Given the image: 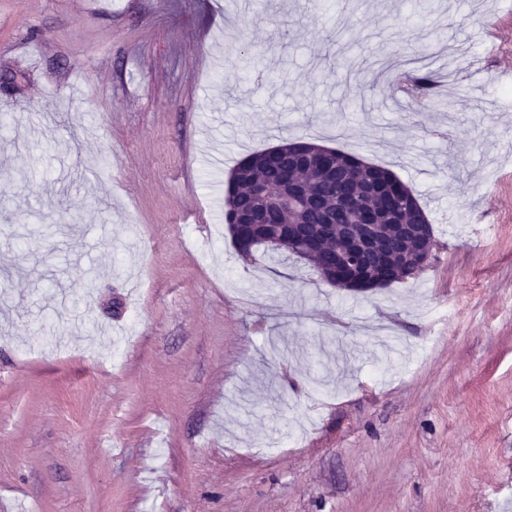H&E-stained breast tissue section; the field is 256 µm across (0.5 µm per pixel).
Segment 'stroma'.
Wrapping results in <instances>:
<instances>
[{
    "label": "stroma",
    "instance_id": "35a3bbf8",
    "mask_svg": "<svg viewBox=\"0 0 512 512\" xmlns=\"http://www.w3.org/2000/svg\"><path fill=\"white\" fill-rule=\"evenodd\" d=\"M328 7L0 0V512H512V0ZM289 136L394 171L429 266L242 258L224 183ZM414 77V90L409 98L418 107L427 106L431 100L429 97V88L434 85L432 72L426 68H418Z\"/></svg>",
    "mask_w": 512,
    "mask_h": 512
}]
</instances>
